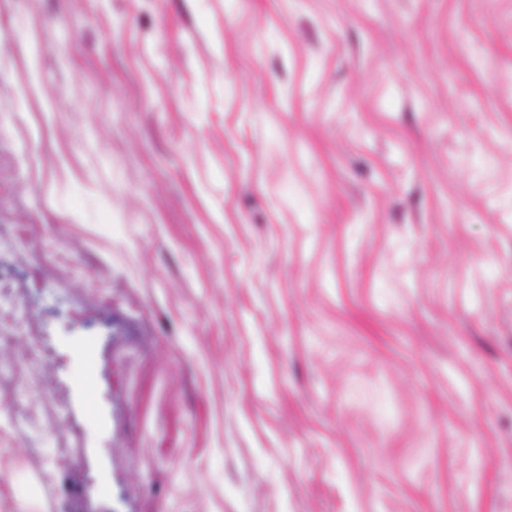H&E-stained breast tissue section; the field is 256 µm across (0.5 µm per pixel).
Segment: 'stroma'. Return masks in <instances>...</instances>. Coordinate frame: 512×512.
Returning <instances> with one entry per match:
<instances>
[{"instance_id": "35a3bbf8", "label": "stroma", "mask_w": 512, "mask_h": 512, "mask_svg": "<svg viewBox=\"0 0 512 512\" xmlns=\"http://www.w3.org/2000/svg\"><path fill=\"white\" fill-rule=\"evenodd\" d=\"M0 281V512H512V0H0ZM28 321L22 307L13 300L10 288L0 285V334L2 338L14 339L27 336L25 324Z\"/></svg>"}]
</instances>
